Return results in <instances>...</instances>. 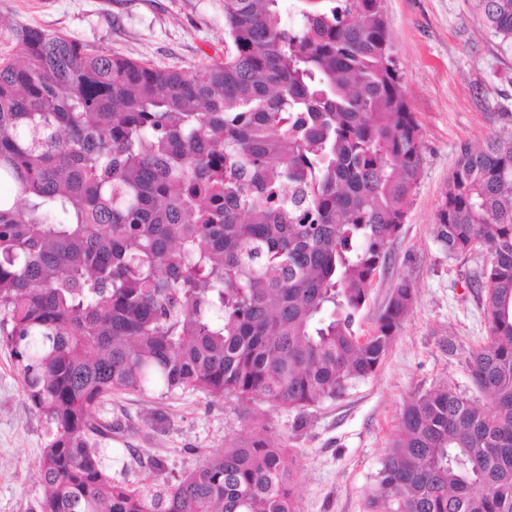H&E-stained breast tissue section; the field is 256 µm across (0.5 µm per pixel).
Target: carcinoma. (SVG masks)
Segmentation results:
<instances>
[{
  "label": "carcinoma",
  "instance_id": "cac0c4a2",
  "mask_svg": "<svg viewBox=\"0 0 512 512\" xmlns=\"http://www.w3.org/2000/svg\"><path fill=\"white\" fill-rule=\"evenodd\" d=\"M224 0V60L159 69L29 25L0 31V336L49 440L43 512H297L260 428L162 484L119 482L114 391L304 408L371 376L413 307L355 318L407 218L419 125L380 0ZM512 50V0H479ZM480 244L488 341L403 406L368 512H512V136L460 150L437 213Z\"/></svg>",
  "mask_w": 512,
  "mask_h": 512
}]
</instances>
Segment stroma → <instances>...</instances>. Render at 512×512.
I'll list each match as a JSON object with an SVG mask.
<instances>
[{"label": "stroma", "instance_id": "obj_1", "mask_svg": "<svg viewBox=\"0 0 512 512\" xmlns=\"http://www.w3.org/2000/svg\"><path fill=\"white\" fill-rule=\"evenodd\" d=\"M224 0H0V24H28L156 67L189 68L224 57ZM391 52L420 128L423 170L402 232L356 320L374 326L392 284L404 278L416 302L380 367L340 398L303 409L253 398H214L179 390L116 392L104 417L122 428L107 463L114 479L171 480L205 456L267 427L297 468L299 512H366L404 403L446 382L487 405L463 353L483 345L489 327L469 285L486 249L449 256L436 238V214L463 145L512 134V53L482 24L477 0H381ZM455 338L461 348L448 356ZM48 426L32 407L11 349L0 341V512H42L37 467ZM162 469H154L153 461Z\"/></svg>", "mask_w": 512, "mask_h": 512}]
</instances>
